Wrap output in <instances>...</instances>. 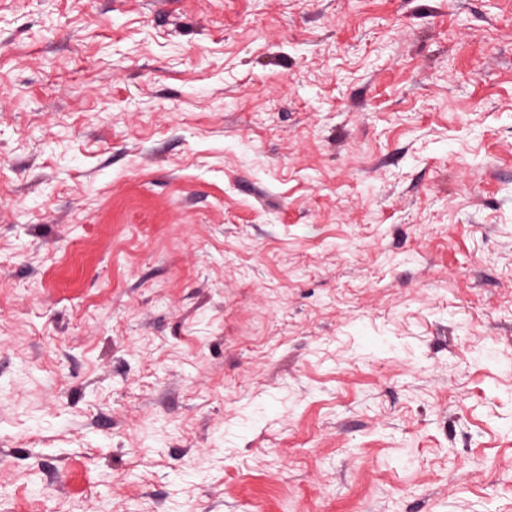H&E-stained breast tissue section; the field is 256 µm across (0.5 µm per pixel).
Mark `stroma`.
<instances>
[{"label": "stroma", "mask_w": 512, "mask_h": 512, "mask_svg": "<svg viewBox=\"0 0 512 512\" xmlns=\"http://www.w3.org/2000/svg\"><path fill=\"white\" fill-rule=\"evenodd\" d=\"M0 512H512V0H0Z\"/></svg>", "instance_id": "35a3bbf8"}]
</instances>
